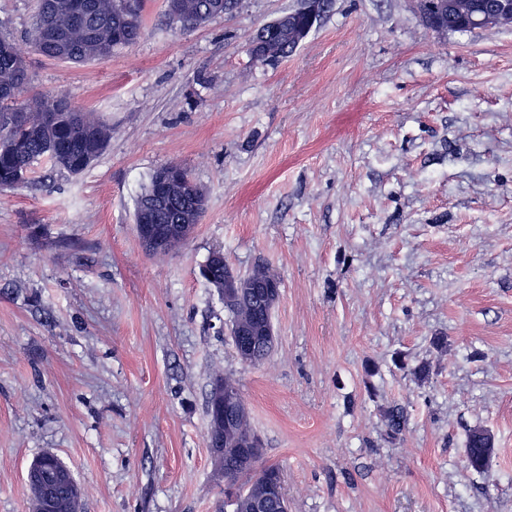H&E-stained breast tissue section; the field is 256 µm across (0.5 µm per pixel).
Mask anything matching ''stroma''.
<instances>
[{
    "instance_id": "stroma-1",
    "label": "stroma",
    "mask_w": 512,
    "mask_h": 512,
    "mask_svg": "<svg viewBox=\"0 0 512 512\" xmlns=\"http://www.w3.org/2000/svg\"><path fill=\"white\" fill-rule=\"evenodd\" d=\"M299 5L236 0L183 30L146 0L136 44L74 65L33 51L34 0H0L31 91L112 128L82 173L40 164L0 189V512H29L46 451L83 512H220L218 373L288 512H512V25L442 34L412 0H335L290 57L254 61L250 35ZM171 162L206 210L153 257L136 205ZM218 249L281 281L263 364L238 357L199 275ZM476 427L494 437L483 473ZM224 386L227 391L233 392L239 403L243 405V409L238 413L234 396L225 395ZM207 402L210 410L207 447L210 455L225 454L227 463L228 459L233 458L236 450L245 443L249 436L256 435L251 425L250 414L237 381L230 376L215 377L209 390ZM225 426L229 427L224 428ZM484 440L480 434V428L470 430L467 439L466 463L467 466L477 472L486 470Z\"/></svg>"
}]
</instances>
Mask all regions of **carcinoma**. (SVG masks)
Masks as SVG:
<instances>
[{
  "label": "carcinoma",
  "mask_w": 512,
  "mask_h": 512,
  "mask_svg": "<svg viewBox=\"0 0 512 512\" xmlns=\"http://www.w3.org/2000/svg\"><path fill=\"white\" fill-rule=\"evenodd\" d=\"M231 9L235 0H172L167 7L170 23L184 29L196 27L218 16L217 2ZM496 0H448V25L452 26L474 13L493 9ZM144 0H38L31 29L34 50L48 59H57L56 44L66 49L65 59L86 64L112 56V51L136 43L142 34ZM279 56L289 57L297 49L294 32L282 29L277 36ZM28 82L25 56L14 41L0 36V189L17 188L30 183L35 164L44 161L50 167L76 175L84 171L104 151L112 128L89 119L90 128L77 132L71 114L54 105L55 95L24 96ZM55 119L46 122V113ZM168 167L182 173L170 186L175 197H190L198 186L179 164ZM202 211L188 207L166 215L164 224H197ZM230 325L249 323L252 306L240 302L229 310ZM255 434L248 409L240 410L224 429L225 459L233 458L247 438ZM484 440L480 429L470 430L466 463L477 472L486 470ZM62 462L46 466L36 482L28 484L29 512H39L43 491L56 481ZM57 512H79L80 498L70 495L65 486L56 487ZM224 498L232 512H253L261 498L275 501L287 498L281 468L259 462L255 469L234 477L224 489Z\"/></svg>",
  "instance_id": "cac0c4a2"
}]
</instances>
